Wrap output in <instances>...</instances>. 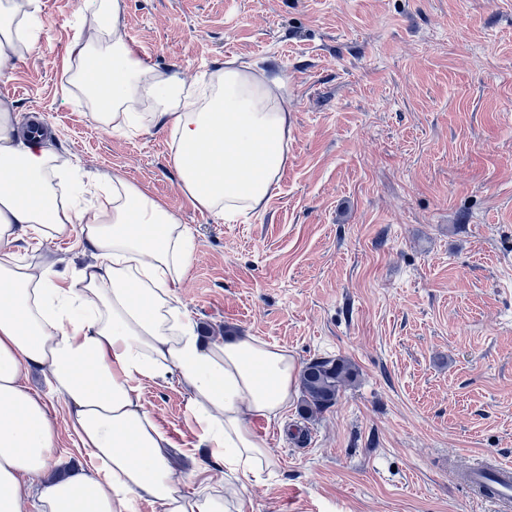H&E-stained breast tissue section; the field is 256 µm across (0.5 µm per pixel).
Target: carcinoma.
Returning a JSON list of instances; mask_svg holds the SVG:
<instances>
[{
    "label": "carcinoma",
    "instance_id": "1",
    "mask_svg": "<svg viewBox=\"0 0 512 512\" xmlns=\"http://www.w3.org/2000/svg\"><path fill=\"white\" fill-rule=\"evenodd\" d=\"M358 369L348 359L317 358L306 364L300 374L301 403L304 412L318 413L336 403L340 393L353 384Z\"/></svg>",
    "mask_w": 512,
    "mask_h": 512
}]
</instances>
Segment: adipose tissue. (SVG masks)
Returning <instances> with one entry per match:
<instances>
[{
	"mask_svg": "<svg viewBox=\"0 0 512 512\" xmlns=\"http://www.w3.org/2000/svg\"><path fill=\"white\" fill-rule=\"evenodd\" d=\"M112 20V65L101 75L116 129L168 130L179 187L221 218L261 208L288 166L291 122L281 78L228 61L211 95L197 99L177 76L138 60L117 25L118 0H95ZM37 0H0V74L36 38L24 21ZM0 110V512H225L224 496L184 491L171 444L144 408L142 382L186 387L203 450L199 471L260 480L273 466L253 419L278 421L296 393L300 366L287 349L253 336L205 338L176 289L193 253L189 229L148 190L113 174L95 204L67 198L62 166L41 134L19 135ZM75 240L93 263L69 276L18 256ZM43 370L63 397L83 468L58 473L56 421L27 383Z\"/></svg>",
	"mask_w": 512,
	"mask_h": 512,
	"instance_id": "1",
	"label": "adipose tissue"
}]
</instances>
